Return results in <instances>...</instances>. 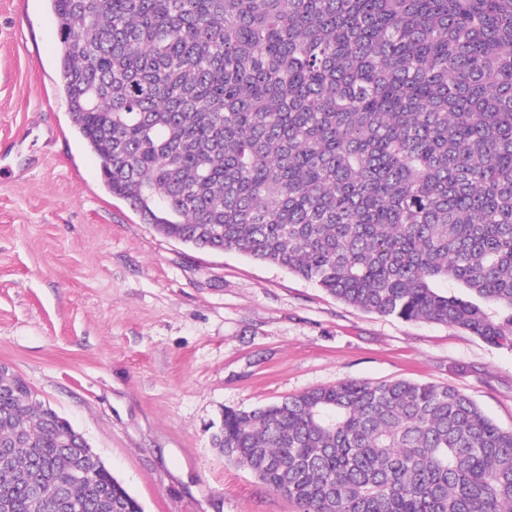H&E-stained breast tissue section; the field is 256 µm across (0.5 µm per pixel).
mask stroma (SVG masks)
I'll use <instances>...</instances> for the list:
<instances>
[{
    "mask_svg": "<svg viewBox=\"0 0 512 512\" xmlns=\"http://www.w3.org/2000/svg\"><path fill=\"white\" fill-rule=\"evenodd\" d=\"M48 0H0V363L144 512H297L212 446L225 410L341 381L451 385L512 428V350L189 247L107 190L74 130Z\"/></svg>",
    "mask_w": 512,
    "mask_h": 512,
    "instance_id": "1",
    "label": "stroma"
}]
</instances>
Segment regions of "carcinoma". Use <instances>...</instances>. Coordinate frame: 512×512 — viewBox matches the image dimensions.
<instances>
[{"instance_id":"obj_1","label":"carcinoma","mask_w":512,"mask_h":512,"mask_svg":"<svg viewBox=\"0 0 512 512\" xmlns=\"http://www.w3.org/2000/svg\"><path fill=\"white\" fill-rule=\"evenodd\" d=\"M50 2L71 123L143 223L512 349V0ZM31 395L0 383V512H144ZM213 443L299 512H512V429L450 386L340 382Z\"/></svg>"}]
</instances>
